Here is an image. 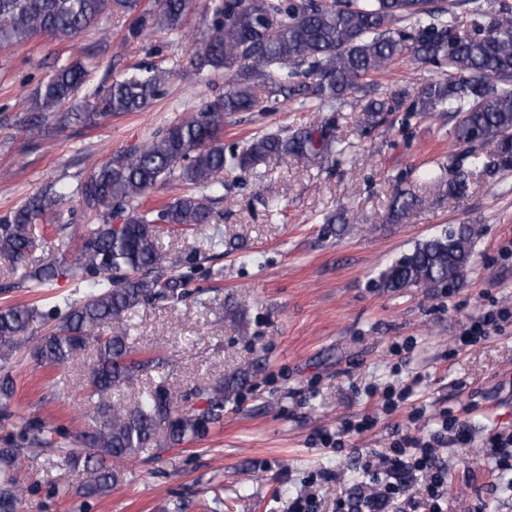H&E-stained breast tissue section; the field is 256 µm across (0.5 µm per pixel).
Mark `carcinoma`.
I'll return each instance as SVG.
<instances>
[{"instance_id": "cac0c4a2", "label": "carcinoma", "mask_w": 512, "mask_h": 512, "mask_svg": "<svg viewBox=\"0 0 512 512\" xmlns=\"http://www.w3.org/2000/svg\"><path fill=\"white\" fill-rule=\"evenodd\" d=\"M476 16L471 29L459 31L447 0H216L203 40L198 66L230 76L224 94L202 105L188 118L155 133L145 142L119 151L91 166L74 193L85 225L78 239L66 233V193L50 185L20 207L0 216V256L12 263L19 279L45 288L69 278L91 288L85 299L64 301L44 311L37 306L0 308V367L5 369L35 326L55 321L35 355L47 367L70 363L92 349L88 373L92 425L83 430L53 427L28 419L4 439L0 448V512H19L23 490L15 470L27 450L47 452L50 463L81 468L83 495L109 493L118 473L110 460L132 459L146 448H172L205 438L224 416V398L248 379L240 371L214 385L201 384L179 394L163 382L144 391L134 406L103 396L147 372L174 365L168 353L134 356L129 329L121 318L156 301L177 305L192 296L185 276L175 274L176 261L158 245L156 226L168 224L204 234L213 221L207 194L223 183L234 167L256 170L274 158L318 163L336 146L329 124L304 126L287 134H266L224 153V117L259 107L255 88L271 96H301L317 104L342 102L360 82L411 60L447 67L414 93L399 89L382 100L358 103L371 118L403 110L424 117L445 106L461 114L454 131L470 149V167L489 174L512 171V0L483 5L472 0ZM190 0H0V46L19 45L37 34L70 41L93 27L106 13L129 19L126 39L132 43L149 31L182 29ZM169 72H133L112 82L97 105L81 95L88 65L75 62L39 83L31 111L17 119L30 139L70 121H99L139 112L160 93ZM493 142L495 161L483 164L472 149ZM469 172L448 159V179L438 178L451 196L464 194ZM178 181L182 195L148 207L160 185ZM418 204L412 193L393 200V210L410 212ZM122 220L117 229L114 220ZM56 223L53 257L31 270L26 259L44 244L40 225ZM474 229L460 224L417 243L386 267L380 286L403 288L453 286L468 266ZM14 386L9 372L0 375V416L8 418Z\"/></svg>"}]
</instances>
